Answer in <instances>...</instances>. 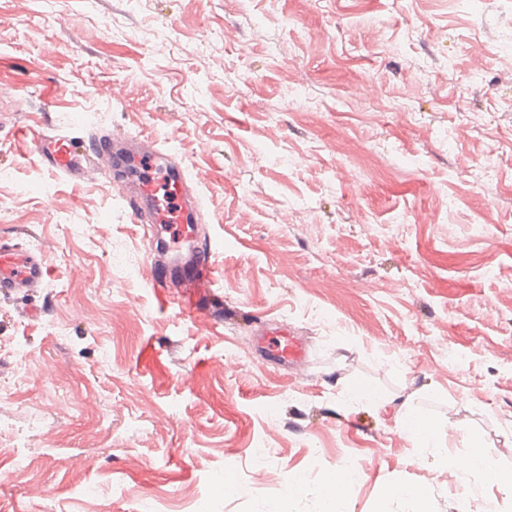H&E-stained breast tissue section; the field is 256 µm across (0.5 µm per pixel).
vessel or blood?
I'll list each match as a JSON object with an SVG mask.
<instances>
[{
  "label": "vessel or blood",
  "instance_id": "b4317fda",
  "mask_svg": "<svg viewBox=\"0 0 512 512\" xmlns=\"http://www.w3.org/2000/svg\"><path fill=\"white\" fill-rule=\"evenodd\" d=\"M31 150L50 169L73 181H84L112 172L113 160L127 163L137 176L126 188L134 221L150 219L167 230L173 243L151 268V285L165 300L176 301L180 313L204 324L210 321L209 303L217 297L213 251L202 241L198 201L193 181L184 174L178 155L154 141L105 134L96 142L56 129L30 133ZM48 274L42 257L10 241H0V294L12 295L40 288ZM262 348L279 362L297 365L306 348L286 330L264 334Z\"/></svg>",
  "mask_w": 512,
  "mask_h": 512
}]
</instances>
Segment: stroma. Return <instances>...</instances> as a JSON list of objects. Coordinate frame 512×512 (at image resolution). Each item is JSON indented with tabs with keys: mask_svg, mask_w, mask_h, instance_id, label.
<instances>
[{
	"mask_svg": "<svg viewBox=\"0 0 512 512\" xmlns=\"http://www.w3.org/2000/svg\"><path fill=\"white\" fill-rule=\"evenodd\" d=\"M38 126L207 172L232 322L160 304L144 225L48 172ZM1 237L50 273L0 295V512H324L344 464L341 512H414L389 483L512 512L347 392L512 469V0H0ZM269 323L306 340L301 377L254 348Z\"/></svg>",
	"mask_w": 512,
	"mask_h": 512,
	"instance_id": "stroma-1",
	"label": "stroma"
}]
</instances>
